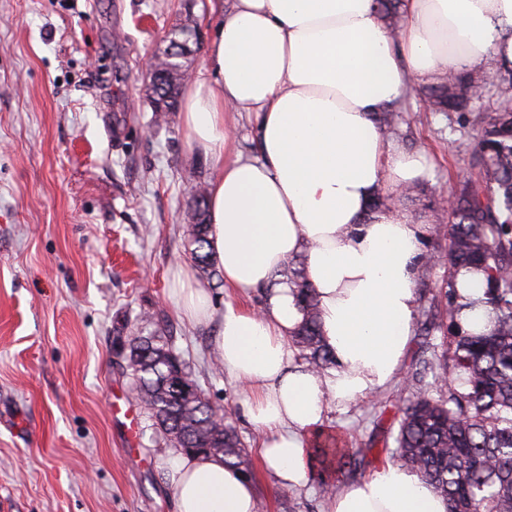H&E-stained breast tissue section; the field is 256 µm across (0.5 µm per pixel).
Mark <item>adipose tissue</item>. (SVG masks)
Here are the masks:
<instances>
[{"mask_svg": "<svg viewBox=\"0 0 512 512\" xmlns=\"http://www.w3.org/2000/svg\"><path fill=\"white\" fill-rule=\"evenodd\" d=\"M392 31L374 0H226L203 73L188 89L187 140L215 161L208 205L224 287L261 305L215 311L206 288L179 275L183 315L216 322L215 356L245 392L259 455L282 489L307 480L311 436L331 410L387 388L415 330L416 280L429 227L408 211L370 205L426 172L378 121L414 88L512 68V0H403ZM253 117V151L230 113ZM303 256L336 366L315 373L288 348L303 315L277 273ZM176 512H257L252 482L222 458L189 456L173 477ZM328 512H447L395 464L341 486Z\"/></svg>", "mask_w": 512, "mask_h": 512, "instance_id": "adipose-tissue-1", "label": "adipose tissue"}]
</instances>
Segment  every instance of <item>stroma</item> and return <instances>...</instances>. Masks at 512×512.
Here are the masks:
<instances>
[{"label":"stroma","mask_w":512,"mask_h":512,"mask_svg":"<svg viewBox=\"0 0 512 512\" xmlns=\"http://www.w3.org/2000/svg\"><path fill=\"white\" fill-rule=\"evenodd\" d=\"M222 0H0V512H174L182 455L155 432L126 365L129 343L165 312L175 346L252 460L258 512H326L320 486L389 463L403 380L329 428L342 468L312 465L306 486L274 485L257 458L244 396L213 359L214 324L185 318L175 277L192 267L190 184L214 161L185 137L181 112L156 120L148 61L169 32L201 33L198 77ZM402 102L391 138L428 171L406 209L432 220L417 280L418 320L448 280L449 227L434 223L473 171L480 115ZM138 421L129 438L116 409Z\"/></svg>","instance_id":"1"}]
</instances>
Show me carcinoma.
I'll list each match as a JSON object with an SVG mask.
<instances>
[{
	"instance_id": "1",
	"label": "carcinoma",
	"mask_w": 512,
	"mask_h": 512,
	"mask_svg": "<svg viewBox=\"0 0 512 512\" xmlns=\"http://www.w3.org/2000/svg\"><path fill=\"white\" fill-rule=\"evenodd\" d=\"M381 16L395 26L402 0H377ZM171 73L163 111L176 109L182 77ZM484 77L462 74L428 88L429 112H473L481 99ZM476 163L481 178L466 181L452 208L450 265L486 276V303L494 318L480 333L458 322L463 304L452 282L446 283L445 308L427 315L423 332H440L448 342H426L431 358L409 372L411 397L401 409L392 457L416 473L446 503L447 512H512V95L500 98L495 113L477 133ZM192 224L188 225L191 255L207 279L217 275L209 240L206 191L192 187ZM292 288L304 319L291 342L313 371L335 366L323 343L318 296L308 281L303 262L289 261L279 271ZM174 348L170 336H147L131 349V371L138 400L148 410L156 431L184 455L220 456L224 463L253 475L250 458L238 437L205 397L189 365L180 362L194 391L181 395L169 374ZM431 373L442 388L434 398L423 385ZM313 454L330 466L346 456L340 441L330 435L315 442Z\"/></svg>"
}]
</instances>
